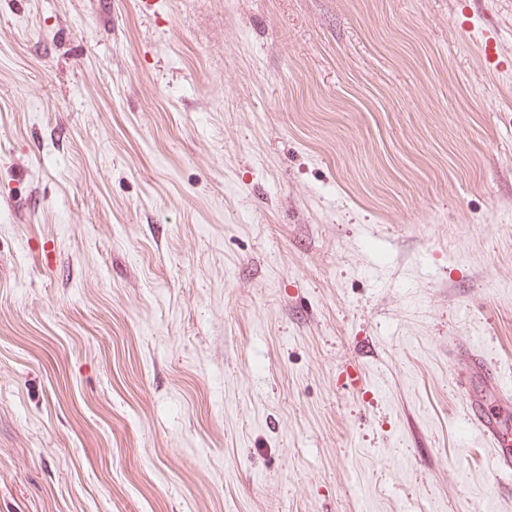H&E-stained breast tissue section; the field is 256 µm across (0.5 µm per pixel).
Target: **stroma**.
I'll use <instances>...</instances> for the list:
<instances>
[{
    "instance_id": "35a3bbf8",
    "label": "stroma",
    "mask_w": 512,
    "mask_h": 512,
    "mask_svg": "<svg viewBox=\"0 0 512 512\" xmlns=\"http://www.w3.org/2000/svg\"><path fill=\"white\" fill-rule=\"evenodd\" d=\"M512 0H0V512H512ZM356 376L346 384V375ZM467 357L478 373L483 376L485 389L495 398V405L500 407L510 403V397L504 393L497 373L485 362L483 356L480 353L469 352ZM465 408L470 424L491 448L497 469L500 472H512V453L508 449L512 445V438L499 427L491 407L480 401L465 399Z\"/></svg>"
}]
</instances>
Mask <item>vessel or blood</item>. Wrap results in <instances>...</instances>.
<instances>
[{
    "label": "vessel or blood",
    "mask_w": 512,
    "mask_h": 512,
    "mask_svg": "<svg viewBox=\"0 0 512 512\" xmlns=\"http://www.w3.org/2000/svg\"><path fill=\"white\" fill-rule=\"evenodd\" d=\"M468 359L483 376L486 391L495 399V404L491 407L479 401L466 400L465 408L469 421L485 444L491 448L498 470L510 473L512 472V435L499 427L493 409L511 403L512 397L506 396L497 373L485 362L482 355L472 353L469 354Z\"/></svg>",
    "instance_id": "obj_1"
}]
</instances>
